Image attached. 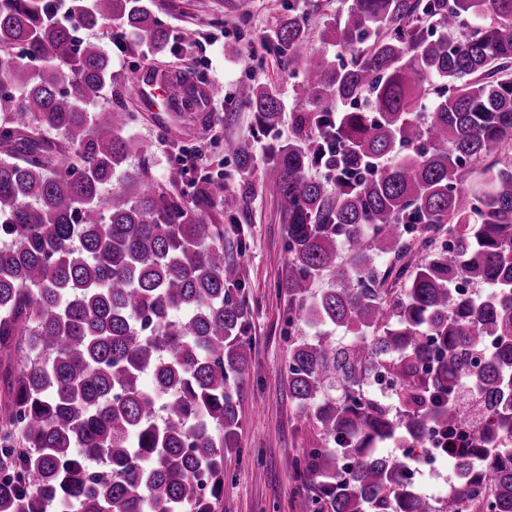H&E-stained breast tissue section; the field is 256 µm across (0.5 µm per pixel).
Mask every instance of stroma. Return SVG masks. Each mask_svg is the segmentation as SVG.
I'll return each instance as SVG.
<instances>
[{"label":"stroma","instance_id":"stroma-1","mask_svg":"<svg viewBox=\"0 0 512 512\" xmlns=\"http://www.w3.org/2000/svg\"><path fill=\"white\" fill-rule=\"evenodd\" d=\"M239 2L154 0V14L169 34L170 48L157 52L135 44L114 55L112 86L103 98L134 113L133 133L149 148L158 182H165L169 168L182 160L188 167L184 193H192L203 180H221L239 198L237 209L223 219L224 248L240 265L252 353L239 404L243 453L224 460L220 512H306L293 468L306 445L304 428L282 378L288 362V219L262 163L241 173L235 148L250 143L258 157L266 143L292 134L293 80L274 47L263 44V36L275 30L289 9H296L307 18L310 60L319 63L326 51L320 39L323 25L339 18L351 0H251L246 13ZM182 38L197 41L195 57L173 50ZM144 66L159 74L205 73L224 93L202 112L144 107L129 80L132 69ZM243 82L272 86L281 95L287 115L275 129L260 130L256 113L236 99L235 89Z\"/></svg>","mask_w":512,"mask_h":512}]
</instances>
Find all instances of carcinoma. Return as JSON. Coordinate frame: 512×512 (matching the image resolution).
<instances>
[{"mask_svg": "<svg viewBox=\"0 0 512 512\" xmlns=\"http://www.w3.org/2000/svg\"><path fill=\"white\" fill-rule=\"evenodd\" d=\"M51 5L0 0V512H219L252 351L221 224L237 199L210 180L177 194L179 170L158 184L132 114L102 100L112 57L76 34L113 21L163 49L150 0H73L66 22ZM320 38L336 60L302 66L288 6L294 134L263 159L288 213L308 512H512V0H352ZM194 77L169 79L180 112L201 111ZM236 94L280 123L272 87ZM463 392L483 426L446 447L444 502L415 450L462 428Z\"/></svg>", "mask_w": 512, "mask_h": 512, "instance_id": "carcinoma-1", "label": "carcinoma"}]
</instances>
